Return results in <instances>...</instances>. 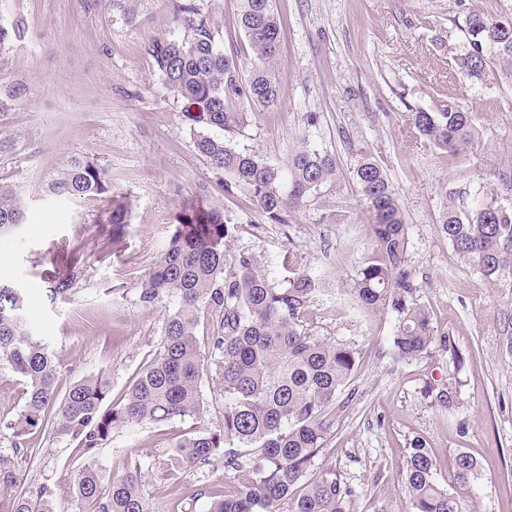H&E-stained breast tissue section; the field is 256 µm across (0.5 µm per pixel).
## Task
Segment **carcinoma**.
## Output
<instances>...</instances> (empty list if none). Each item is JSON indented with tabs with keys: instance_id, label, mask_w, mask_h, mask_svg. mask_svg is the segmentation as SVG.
<instances>
[{
	"instance_id": "obj_1",
	"label": "carcinoma",
	"mask_w": 512,
	"mask_h": 512,
	"mask_svg": "<svg viewBox=\"0 0 512 512\" xmlns=\"http://www.w3.org/2000/svg\"><path fill=\"white\" fill-rule=\"evenodd\" d=\"M176 22L180 34L153 39L148 53L165 90L183 102L195 148L231 177L227 193L243 188L270 223H288L289 213L335 179L334 157L305 141L282 165L237 149L233 141L246 115L226 106L235 98L253 107L277 102L270 68L279 48L280 22L273 0H240L237 25L256 59L246 78L237 59L220 46L213 11L187 0L177 6ZM465 25L469 48L455 59L457 72L480 80L494 63L512 78V19L471 11ZM409 121L450 161L467 152L477 136L472 113L453 100L435 112H413ZM352 180L375 241V252L354 284L355 304L394 313L392 342L404 361L428 356L437 347L448 350L450 338L438 334L429 312L417 303L407 270V224L385 170L365 151L352 168ZM49 192L70 201L104 195L108 208L96 222H129L128 199L112 195L106 170L87 155L70 157ZM25 215L17 191L0 186V232L24 223ZM440 224L454 251L484 279L512 268V207L501 204L494 184H479L464 211L444 208ZM231 237L219 203L206 196L183 202L168 248L138 286L143 306L165 308L159 348L140 366L124 397L112 402L110 375L104 370L59 394L60 365L28 323L26 293L0 284V365L25 384L21 414L5 423L12 431V452L0 451V489L12 493L11 512H60L61 500L66 512H155L145 478L172 484L190 470L224 471L228 489L205 486L207 512H279L285 501L290 512H356L355 488L336 469L316 471L314 466L336 417L355 397L351 380L359 352L347 344L326 343L305 328L318 291L310 275L294 271L275 282L250 257L230 261L226 246ZM61 250L68 254L65 269L42 272L54 299L72 293L81 275L80 246L65 242ZM203 309L212 323L204 340L197 334ZM209 375L224 393L218 426L179 435L162 432L163 451L146 461L119 460L120 475L98 467L95 458L115 429L168 427L187 417L201 418L206 407L200 383ZM427 395L448 411L456 410L457 388L450 385ZM48 424L58 436L77 442L85 459L65 492L20 478L28 436ZM437 471V460L414 438L403 468L411 512H460L456 497L438 482ZM479 475L474 456L465 451L455 455L458 483L469 484Z\"/></svg>"
}]
</instances>
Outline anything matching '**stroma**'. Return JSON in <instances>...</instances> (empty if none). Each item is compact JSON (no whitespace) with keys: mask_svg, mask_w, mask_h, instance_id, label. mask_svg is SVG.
<instances>
[{"mask_svg":"<svg viewBox=\"0 0 512 512\" xmlns=\"http://www.w3.org/2000/svg\"><path fill=\"white\" fill-rule=\"evenodd\" d=\"M215 7L220 43L249 67L252 53L237 26L239 0H198ZM281 45L272 73L277 105L236 102L248 122L235 143L284 163L301 141L335 157V182L318 198L271 224L243 192L227 195V177L194 146L182 103L169 95L148 53L174 29L172 0H0V20L19 32L0 51V84L23 96L0 112V186L25 200L26 220L0 236V281L25 288L34 331L61 366L60 389L101 370L121 398L160 342L162 307L138 301V283L165 251L176 216L191 196H208L233 227L231 255L248 254L280 280L289 264L319 284L306 316L314 336L353 345L360 354L356 396L338 418L315 464L334 468L356 488L357 512H410L403 490L414 437L440 462L437 478L463 512H512V271L488 281L465 265L441 231L448 204L467 208L480 178L494 177L512 206V82L497 65L483 80L458 74L473 8L512 16V0H273ZM468 108L480 132L456 162L438 158L415 135L411 112L447 100ZM383 166L405 216L408 268L416 295L454 354L405 362L392 343L394 316L352 302L354 281L374 240L352 180L361 151ZM83 154L104 167L116 196L134 203L128 224L96 223L102 197L68 202L48 183L66 158ZM80 243L81 279L71 295L49 299L44 269L62 265L59 246ZM457 376L460 407L448 414L421 392ZM28 481L66 487L82 459L71 441L47 431L30 437ZM480 463L467 486L454 457ZM153 426L119 429L98 466L123 455L158 453Z\"/></svg>","mask_w":512,"mask_h":512,"instance_id":"stroma-1","label":"stroma"}]
</instances>
